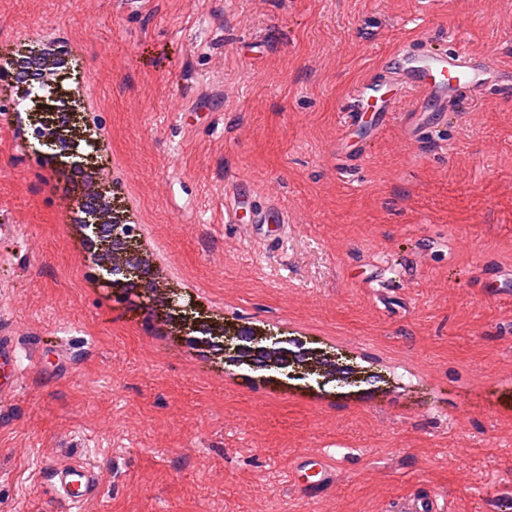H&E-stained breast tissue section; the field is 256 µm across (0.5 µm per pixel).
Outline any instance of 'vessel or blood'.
Here are the masks:
<instances>
[{
	"instance_id": "1",
	"label": "vessel or blood",
	"mask_w": 512,
	"mask_h": 512,
	"mask_svg": "<svg viewBox=\"0 0 512 512\" xmlns=\"http://www.w3.org/2000/svg\"><path fill=\"white\" fill-rule=\"evenodd\" d=\"M504 81L512 83L511 68L416 39L389 54L378 74L352 87L339 107L336 152L349 164L365 159L367 143L354 135L366 121L376 133L396 121L415 143L430 142L437 138L442 122L455 117L467 102L485 100L486 88ZM295 470L312 472L315 489L329 485L336 475L334 461L325 455L297 463ZM52 480L55 495L79 510L96 498L104 474L99 467L78 462L53 466ZM391 512H436V508L430 496L412 494L399 499Z\"/></svg>"
}]
</instances>
